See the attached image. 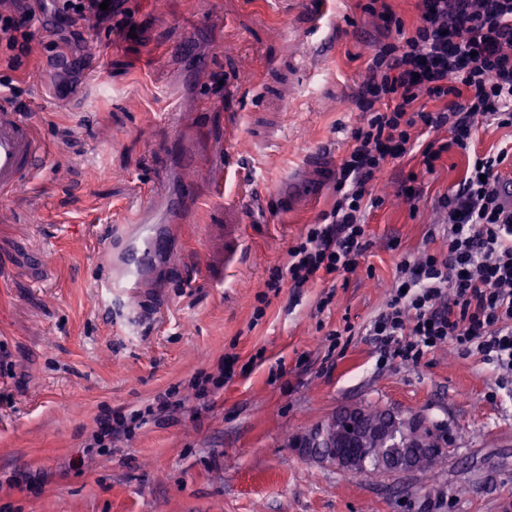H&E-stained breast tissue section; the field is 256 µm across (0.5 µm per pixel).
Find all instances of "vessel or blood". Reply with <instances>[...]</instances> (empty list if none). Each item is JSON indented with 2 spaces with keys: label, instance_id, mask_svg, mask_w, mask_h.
<instances>
[{
  "label": "vessel or blood",
  "instance_id": "vessel-or-blood-1",
  "mask_svg": "<svg viewBox=\"0 0 512 512\" xmlns=\"http://www.w3.org/2000/svg\"><path fill=\"white\" fill-rule=\"evenodd\" d=\"M72 65V56L63 45L56 47L43 63L45 70L55 74L68 72ZM46 155L34 121L0 96V199L25 186ZM200 203V193L192 183L149 191L135 221L125 226L121 244L104 249L107 275L101 286L115 306L122 308L136 299L156 269L172 263L175 227L189 223Z\"/></svg>",
  "mask_w": 512,
  "mask_h": 512
}]
</instances>
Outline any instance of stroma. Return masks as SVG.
Listing matches in <instances>:
<instances>
[{
	"instance_id": "35a3bbf8",
	"label": "stroma",
	"mask_w": 512,
	"mask_h": 512,
	"mask_svg": "<svg viewBox=\"0 0 512 512\" xmlns=\"http://www.w3.org/2000/svg\"><path fill=\"white\" fill-rule=\"evenodd\" d=\"M366 2L340 0L314 29L320 0H124L132 30L102 26L74 43L53 0H42L27 53L0 70L49 150L34 179L0 203V512H512V389L448 345L415 362L381 360L365 331L399 261L445 251L437 200L466 171L460 150L431 173L417 154L385 165L355 272L267 286L334 203L358 89L390 39ZM189 37L192 57L177 59ZM63 44L75 69L48 76L41 60ZM98 66L105 84L85 85ZM196 66L201 82L170 126L177 71ZM47 81L67 87L71 110L38 111ZM228 127L252 183L228 179L213 198L207 164L180 174L204 196L179 233L187 272H161L138 310L106 315L101 227L129 223L151 186L172 181L171 144L195 128L220 141ZM313 153L321 160L306 167ZM412 174L423 188L416 199L401 191ZM248 188L251 200L231 204ZM228 358L231 379L197 399L194 378ZM173 385L180 407L107 452L86 450L104 411ZM368 404L422 415L453 452L431 475L380 478L289 447L336 410Z\"/></svg>"
}]
</instances>
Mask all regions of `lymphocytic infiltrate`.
<instances>
[{"mask_svg":"<svg viewBox=\"0 0 512 512\" xmlns=\"http://www.w3.org/2000/svg\"><path fill=\"white\" fill-rule=\"evenodd\" d=\"M123 0H65L58 10L81 40L79 22L130 25ZM413 26L387 0H368L394 41L373 55L358 92L362 115L339 165L332 208L307 225L288 250L282 281L303 288L356 270L370 242L367 211L382 200L375 180L388 161L421 153L427 170L450 149L467 156L464 177L443 194L438 207L447 224L446 253L403 258L386 307L367 326L381 356L419 360L443 344L494 365L500 385L512 380V198L501 188V165L512 150L481 154L471 149L479 124L512 127V0H417ZM30 16L0 10V63L15 67L31 37ZM441 102L436 112L417 110L421 98ZM422 135H415V128ZM448 129V141L434 133ZM170 396L156 405L106 414L90 445L113 441L174 408Z\"/></svg>","mask_w":512,"mask_h":512,"instance_id":"f902f5d3","label":"lymphocytic infiltrate"}]
</instances>
